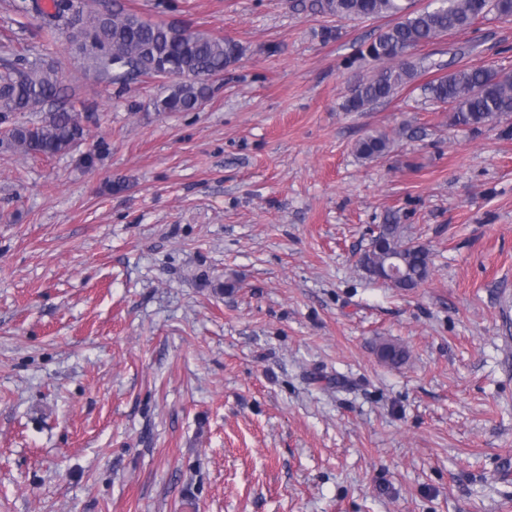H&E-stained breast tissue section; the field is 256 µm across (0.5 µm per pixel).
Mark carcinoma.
<instances>
[{
	"instance_id": "cac0c4a2",
	"label": "carcinoma",
	"mask_w": 512,
	"mask_h": 512,
	"mask_svg": "<svg viewBox=\"0 0 512 512\" xmlns=\"http://www.w3.org/2000/svg\"><path fill=\"white\" fill-rule=\"evenodd\" d=\"M295 10L340 19L393 17L395 22L367 46L366 55L376 64L374 74L356 85L346 100L349 112L392 98L419 73L434 67L426 59H413L412 51L452 31L465 30L479 20L475 0H443L421 9L410 0H288ZM72 0H52L44 9L39 0H22L17 9L40 16L37 35L63 36L76 59L92 69L97 80L124 90L139 76L151 78L154 69L166 61L171 80L156 97L157 112H193L211 94L209 80L235 64L242 48L233 39L214 38L177 22L147 19L106 3L96 9ZM426 98L451 109L454 125L477 129L486 123L512 116V72L483 67H463L434 78L423 87ZM57 68L45 61L31 60L18 53L0 62V152L27 156L55 157L79 153V164L93 170L108 143L100 139L87 145L86 123L92 118L86 101L73 96L63 107L44 112L38 123L18 121L24 112H43L60 98ZM393 139L372 134L359 140L356 152L364 159L377 160L391 150ZM358 264L369 277L392 264L398 276L394 288L410 291L431 275V252L403 239L399 224H380L360 255ZM380 359L400 364L406 351L393 343L379 347Z\"/></svg>"
}]
</instances>
